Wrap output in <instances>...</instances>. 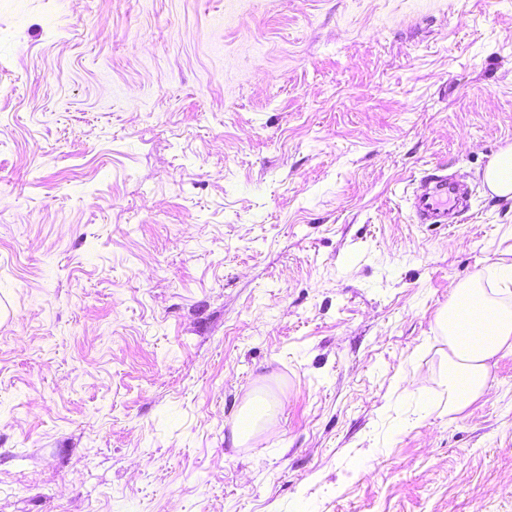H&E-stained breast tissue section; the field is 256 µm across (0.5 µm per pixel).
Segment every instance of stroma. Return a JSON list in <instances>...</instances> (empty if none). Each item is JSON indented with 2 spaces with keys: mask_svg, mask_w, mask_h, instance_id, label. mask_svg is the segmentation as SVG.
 I'll return each instance as SVG.
<instances>
[{
  "mask_svg": "<svg viewBox=\"0 0 512 512\" xmlns=\"http://www.w3.org/2000/svg\"><path fill=\"white\" fill-rule=\"evenodd\" d=\"M510 145L512 0H0V512H512ZM483 180L492 196L511 202L512 208V147L503 150L487 166ZM469 198L459 184L448 182V176L427 174L419 179L408 197L409 207L419 224H453L452 215ZM485 277L488 281H497L500 287L497 290L511 298L512 265L494 264L485 273H477L469 282L453 288L448 309L439 316L440 326L447 335L448 364L463 368L460 381L454 388L464 404L482 396L489 388L488 362L501 352H512V312L487 296L481 287ZM466 301L481 311L477 327L483 337L477 346L467 342L451 323Z\"/></svg>",
  "mask_w": 512,
  "mask_h": 512,
  "instance_id": "35a3bbf8",
  "label": "stroma"
}]
</instances>
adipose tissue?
<instances>
[{"label": "adipose tissue", "mask_w": 512, "mask_h": 512, "mask_svg": "<svg viewBox=\"0 0 512 512\" xmlns=\"http://www.w3.org/2000/svg\"><path fill=\"white\" fill-rule=\"evenodd\" d=\"M486 279L497 281L500 293L512 292V265L489 266L453 288L448 307L439 316L448 362L462 368L455 389L465 404L487 391L490 360L512 352V310L487 296L481 286Z\"/></svg>", "instance_id": "obj_1"}]
</instances>
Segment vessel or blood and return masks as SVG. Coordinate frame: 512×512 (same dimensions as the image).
Here are the masks:
<instances>
[{"mask_svg":"<svg viewBox=\"0 0 512 512\" xmlns=\"http://www.w3.org/2000/svg\"><path fill=\"white\" fill-rule=\"evenodd\" d=\"M468 197V191L450 182L447 176L428 174L420 178L408 202L417 223L446 224Z\"/></svg>","mask_w":512,"mask_h":512,"instance_id":"vessel-or-blood-1","label":"vessel or blood"}]
</instances>
